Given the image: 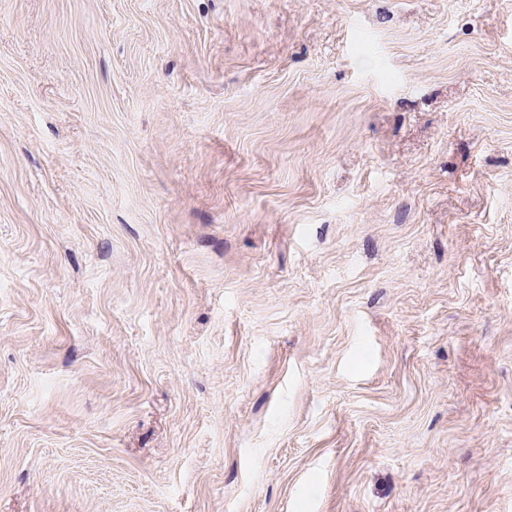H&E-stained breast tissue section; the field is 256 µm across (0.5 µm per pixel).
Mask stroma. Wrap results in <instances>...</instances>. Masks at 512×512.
<instances>
[{
    "label": "stroma",
    "instance_id": "obj_1",
    "mask_svg": "<svg viewBox=\"0 0 512 512\" xmlns=\"http://www.w3.org/2000/svg\"><path fill=\"white\" fill-rule=\"evenodd\" d=\"M0 512H512V0H0Z\"/></svg>",
    "mask_w": 512,
    "mask_h": 512
}]
</instances>
